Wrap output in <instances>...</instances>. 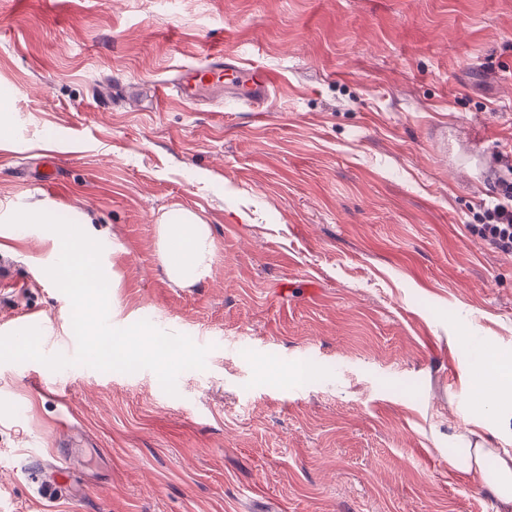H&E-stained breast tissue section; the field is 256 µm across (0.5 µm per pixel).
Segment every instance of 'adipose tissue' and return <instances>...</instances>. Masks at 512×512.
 <instances>
[{
    "label": "adipose tissue",
    "instance_id": "1",
    "mask_svg": "<svg viewBox=\"0 0 512 512\" xmlns=\"http://www.w3.org/2000/svg\"><path fill=\"white\" fill-rule=\"evenodd\" d=\"M203 227V220L189 211L182 212L179 223L160 222V242L170 280L182 281L186 268L201 265L210 248ZM493 454L498 466L494 471L483 472L482 486L497 502L498 512H512V450L501 448Z\"/></svg>",
    "mask_w": 512,
    "mask_h": 512
}]
</instances>
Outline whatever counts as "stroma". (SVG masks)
<instances>
[{
  "label": "stroma",
  "mask_w": 512,
  "mask_h": 512,
  "mask_svg": "<svg viewBox=\"0 0 512 512\" xmlns=\"http://www.w3.org/2000/svg\"><path fill=\"white\" fill-rule=\"evenodd\" d=\"M214 50L277 73L264 111L161 95ZM1 86L0 319L74 335L54 232L6 223L35 208L102 244L114 327L210 352L173 396L0 363V512H497L461 453L512 448L473 380L512 353V254L471 229L512 155V0H0ZM182 210L211 254L179 285ZM159 223L164 265L170 280L182 281L188 267H192L196 275L210 248L207 233L203 231V220L184 210L179 224H168L165 216Z\"/></svg>",
  "instance_id": "1"
}]
</instances>
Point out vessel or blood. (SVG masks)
Instances as JSON below:
<instances>
[{
  "mask_svg": "<svg viewBox=\"0 0 512 512\" xmlns=\"http://www.w3.org/2000/svg\"><path fill=\"white\" fill-rule=\"evenodd\" d=\"M275 83L270 72L245 66L239 56L217 52L211 54L205 65L180 67L169 79L167 88L189 103L209 93L229 89L238 101L260 109L271 98Z\"/></svg>",
  "mask_w": 512,
  "mask_h": 512,
  "instance_id": "obj_1",
  "label": "vessel or blood"
}]
</instances>
